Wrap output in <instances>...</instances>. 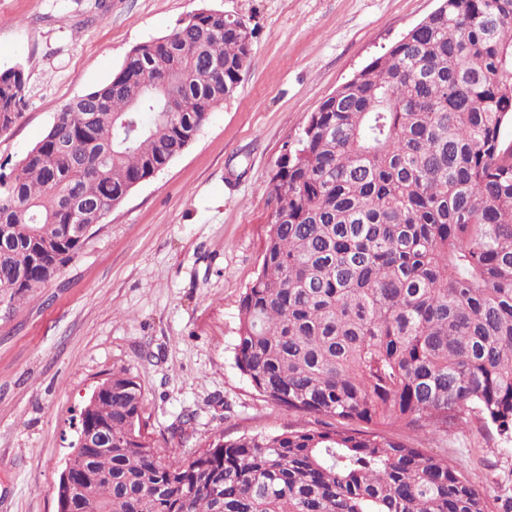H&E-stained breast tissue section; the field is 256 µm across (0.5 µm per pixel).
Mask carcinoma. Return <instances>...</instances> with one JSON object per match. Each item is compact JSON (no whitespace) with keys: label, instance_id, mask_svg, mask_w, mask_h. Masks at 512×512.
<instances>
[{"label":"carcinoma","instance_id":"obj_1","mask_svg":"<svg viewBox=\"0 0 512 512\" xmlns=\"http://www.w3.org/2000/svg\"><path fill=\"white\" fill-rule=\"evenodd\" d=\"M253 32L200 9L135 45L0 165V292L32 295L231 99ZM21 67L0 70V132ZM90 120H85L88 115ZM512 0H441L306 116L269 181L261 270L236 365L316 427L218 439L167 462L125 372L82 428L90 512H493L448 460L384 434H452L463 413L512 441ZM81 208L74 217V205Z\"/></svg>","mask_w":512,"mask_h":512}]
</instances>
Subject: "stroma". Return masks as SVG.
<instances>
[{
	"label": "stroma",
	"mask_w": 512,
	"mask_h": 512,
	"mask_svg": "<svg viewBox=\"0 0 512 512\" xmlns=\"http://www.w3.org/2000/svg\"><path fill=\"white\" fill-rule=\"evenodd\" d=\"M437 0H0V70L21 67V115L0 133L19 161L62 107L108 82L135 45L198 9L243 19L252 62L192 144L139 183L41 293L0 306V512H57L76 423L117 370L141 384L167 459L216 435L270 434L307 419L266 401L235 361L240 303L263 255L268 183L305 117L429 15ZM432 454L512 512V442L473 416Z\"/></svg>",
	"instance_id": "obj_1"
}]
</instances>
